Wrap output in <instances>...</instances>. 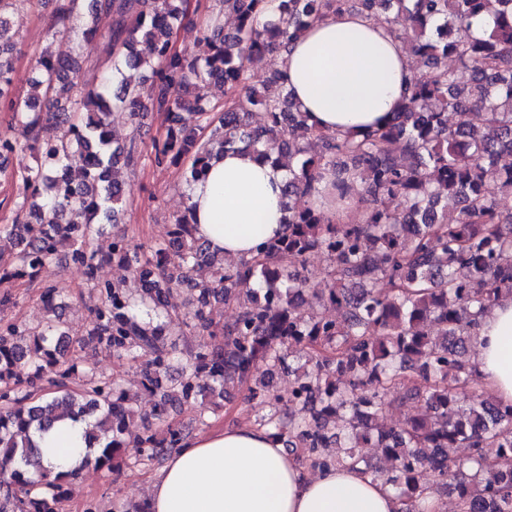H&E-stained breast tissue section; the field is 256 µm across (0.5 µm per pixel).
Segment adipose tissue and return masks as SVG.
Masks as SVG:
<instances>
[{"label":"adipose tissue","instance_id":"ef3b65f1","mask_svg":"<svg viewBox=\"0 0 512 512\" xmlns=\"http://www.w3.org/2000/svg\"><path fill=\"white\" fill-rule=\"evenodd\" d=\"M281 79L308 125L345 136L382 128L412 74L409 54L380 22L344 12L311 25L277 52ZM284 169L228 151L193 183L187 203L194 232L225 258L249 257L284 230ZM476 365L486 390L512 402V294L477 317ZM84 427L44 434V466L72 469L85 452ZM146 512H401L391 487L339 466L308 474L269 431L220 429L189 439L154 478Z\"/></svg>","mask_w":512,"mask_h":512}]
</instances>
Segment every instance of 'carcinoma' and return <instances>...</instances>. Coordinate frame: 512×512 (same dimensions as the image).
Wrapping results in <instances>:
<instances>
[{
  "instance_id": "carcinoma-1",
  "label": "carcinoma",
  "mask_w": 512,
  "mask_h": 512,
  "mask_svg": "<svg viewBox=\"0 0 512 512\" xmlns=\"http://www.w3.org/2000/svg\"><path fill=\"white\" fill-rule=\"evenodd\" d=\"M53 2L46 38H67L71 52L37 51L19 92L10 16L32 0H0V112L20 130L18 138L0 135V180L12 186L11 222L0 225V239L11 244L8 258L0 255V281H33L69 249L93 294L87 339L147 356L148 386L170 380L154 413L160 421L200 396L215 404L257 377L250 397L271 407L260 426L288 439L310 467L348 465L380 477L406 512H418L417 500L434 488L455 495L460 512H512V404L477 392V368L467 358L477 314L512 294V225L502 224L485 192L492 180L512 196V165L501 163L512 153V0H279L278 19L263 25L257 15L273 0H214L190 60L173 48L190 19L189 0ZM347 10L379 13L394 32L405 17L419 68L386 126L342 138L306 125L267 57ZM227 11L237 19L232 31ZM480 15L493 25L474 37L470 25ZM104 16L112 18L107 30ZM97 48L111 72L88 77L84 65ZM124 66L142 70L144 80L125 76ZM266 66L257 90L249 69ZM216 83L224 86L222 107L209 92ZM255 108L266 122L252 128ZM118 110L131 124L122 142L110 130ZM148 110L164 113L167 126L147 146L139 117ZM312 139L322 144L316 153ZM24 147L36 151V164L10 169L9 157ZM147 147L155 164L182 166L188 185L219 151L287 168L284 233L226 267L192 235L186 206L149 258L125 234H112L110 255L142 281L138 293L99 282L95 242L105 225L121 223L126 206L118 168L134 170ZM314 193L331 205L355 200L351 220L304 204ZM313 251L327 262L323 288L299 271ZM177 288L192 292L185 324L222 333L224 348L190 353L173 380L174 349L158 320ZM214 300L238 308L233 323L215 320ZM327 307L340 318L318 312ZM427 323L439 336L422 330ZM68 339L55 316L37 327L9 323L0 333V488L7 500L22 494L20 512H59L64 486L83 469L118 471L129 450L153 458L182 447L189 434L170 428L159 440L133 432L134 398L66 356ZM295 348L309 362L300 373L290 363ZM273 368L294 374L288 401L300 413L279 408L264 376ZM409 371L421 385L404 391ZM43 377L52 390L22 392ZM408 402L420 405L408 421L380 425L383 410ZM61 422L85 424L87 451L73 470L55 473L42 466L36 435ZM366 445L382 449L384 464L366 459ZM460 446L471 449L467 480L459 477L463 462L448 454ZM488 447L496 449L491 459Z\"/></svg>"
}]
</instances>
